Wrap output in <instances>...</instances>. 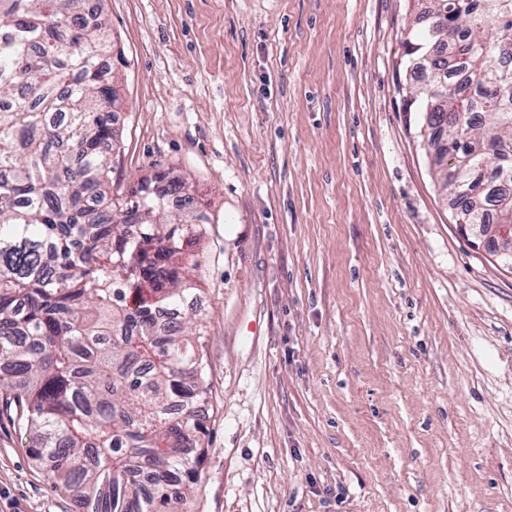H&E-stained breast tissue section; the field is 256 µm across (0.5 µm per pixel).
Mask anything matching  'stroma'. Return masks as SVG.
<instances>
[{
    "instance_id": "stroma-1",
    "label": "stroma",
    "mask_w": 512,
    "mask_h": 512,
    "mask_svg": "<svg viewBox=\"0 0 512 512\" xmlns=\"http://www.w3.org/2000/svg\"><path fill=\"white\" fill-rule=\"evenodd\" d=\"M102 7L113 181L170 173L208 217L195 512H512V272L404 109L416 0ZM0 512H81L6 413Z\"/></svg>"
}]
</instances>
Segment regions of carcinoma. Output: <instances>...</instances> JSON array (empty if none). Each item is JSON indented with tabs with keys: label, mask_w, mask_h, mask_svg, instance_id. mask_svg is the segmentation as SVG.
Instances as JSON below:
<instances>
[{
	"label": "carcinoma",
	"mask_w": 512,
	"mask_h": 512,
	"mask_svg": "<svg viewBox=\"0 0 512 512\" xmlns=\"http://www.w3.org/2000/svg\"><path fill=\"white\" fill-rule=\"evenodd\" d=\"M89 0H0V409L85 512H194L207 452L186 182H112V34ZM430 165L454 224L512 225V0H427Z\"/></svg>",
	"instance_id": "cac0c4a2"
}]
</instances>
